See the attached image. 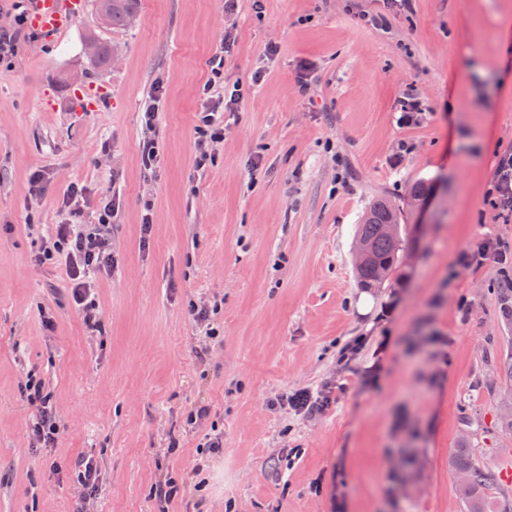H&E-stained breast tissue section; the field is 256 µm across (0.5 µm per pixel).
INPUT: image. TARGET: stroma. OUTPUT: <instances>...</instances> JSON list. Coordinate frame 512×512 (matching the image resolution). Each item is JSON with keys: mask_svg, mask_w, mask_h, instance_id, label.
Here are the masks:
<instances>
[{"mask_svg": "<svg viewBox=\"0 0 512 512\" xmlns=\"http://www.w3.org/2000/svg\"><path fill=\"white\" fill-rule=\"evenodd\" d=\"M84 4L59 35L20 39L0 71V512H157L165 482L170 512H463L449 459L465 440L511 494L490 375L512 354L497 297L512 267L456 260L486 235L512 251V217L485 203L512 148V0H412L381 27L362 17L383 0H140L124 29ZM218 56L243 99L200 167ZM158 82L147 168L142 106ZM37 170L48 189L34 196ZM418 180L432 198L404 213L397 272L362 290L357 225ZM73 183L84 223L115 206L96 331L60 267L35 262ZM29 373L60 421L47 445ZM302 388L327 396L319 416L284 404ZM85 459L100 471L90 499Z\"/></svg>", "mask_w": 512, "mask_h": 512, "instance_id": "stroma-1", "label": "stroma"}]
</instances>
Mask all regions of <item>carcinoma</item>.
<instances>
[{
  "label": "carcinoma",
  "mask_w": 512,
  "mask_h": 512,
  "mask_svg": "<svg viewBox=\"0 0 512 512\" xmlns=\"http://www.w3.org/2000/svg\"><path fill=\"white\" fill-rule=\"evenodd\" d=\"M97 12L104 24L110 27L126 26L137 12L138 0H95ZM403 221L400 208L384 197L375 199L367 209L361 224L357 225L355 240L363 242L369 249L370 259L355 267V279L361 288H377L382 281L376 277L380 269L393 275L399 268L403 239L387 234L386 226ZM500 320L512 326V281L504 282L497 289ZM496 376L503 387V398L512 399V357L496 365ZM449 464L461 476L458 485L464 512H512V498L507 495H493L497 481L496 473L479 463L469 443L462 442L454 450Z\"/></svg>",
  "instance_id": "cac0c4a2"
}]
</instances>
